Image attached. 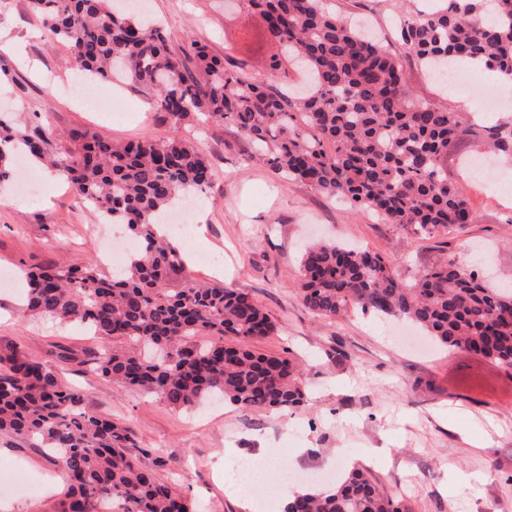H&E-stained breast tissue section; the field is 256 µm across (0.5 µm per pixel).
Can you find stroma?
Returning <instances> with one entry per match:
<instances>
[{"label": "stroma", "mask_w": 512, "mask_h": 512, "mask_svg": "<svg viewBox=\"0 0 512 512\" xmlns=\"http://www.w3.org/2000/svg\"><path fill=\"white\" fill-rule=\"evenodd\" d=\"M328 10L372 25L389 50L398 0H324ZM172 49L186 38L209 54L245 61L255 81L266 82L265 61L275 53L262 18L228 10L224 0H148ZM65 44L49 40L27 0H0V107L65 132L101 134L116 142L145 136L200 146L213 169L212 184L195 196L190 225L202 226L185 273L200 283H229L249 294L276 324L257 348L302 365L306 407L296 413L207 404L175 409L133 387L92 371L88 350L98 340L81 327L19 312L17 293L0 290V350L19 345L80 389L88 412L131 430L138 446L161 449L157 475L177 481L199 512H260L224 490V460L238 451L252 462L275 463L295 487L333 488L353 467L364 468L400 512H512V370L473 352L434 346L415 352L406 340L416 330L404 321L352 310L337 319L314 317L296 286L304 247L326 240L379 254L405 282L442 258L472 266L474 247L488 249L494 284L512 289V161L477 176L459 168L462 146L448 148V174L463 189L473 223L447 235L422 237L349 203L284 179L255 159L228 124L197 117L173 123L155 101L125 82L102 83L95 111L65 97L71 82ZM467 92L443 90L412 67L410 85L422 100L461 112H479L487 70L468 71ZM99 215L77 205L65 182L43 179L39 195L0 204V271L22 280L26 270L66 268L97 254ZM223 258V267L198 256ZM0 512H57L67 490L64 471L45 449L0 435ZM453 492H446V485Z\"/></svg>", "instance_id": "1"}]
</instances>
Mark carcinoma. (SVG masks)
I'll return each instance as SVG.
<instances>
[{
	"label": "carcinoma",
	"instance_id": "carcinoma-1",
	"mask_svg": "<svg viewBox=\"0 0 512 512\" xmlns=\"http://www.w3.org/2000/svg\"><path fill=\"white\" fill-rule=\"evenodd\" d=\"M127 0H29L73 68L95 81L121 73L152 94L176 123L198 114L228 123L276 173L388 223L432 237L474 220L448 178V143L468 142L512 157V122L475 130L464 114L417 100L400 57L323 0H243L262 15L278 52L269 82L288 78L292 57L304 82L290 95L254 82L237 62L209 55L191 38L174 52L146 9ZM402 53L427 72L466 59L512 77V0H427L399 21ZM65 138L70 147L54 150ZM64 172L74 195L93 199L112 224L143 242L138 259L109 277L93 257L64 269L29 272L22 308L85 327L99 342L93 368L119 386L142 389L174 408L211 393L241 408L296 412L305 406L297 364L254 348L276 324L245 293L178 277L181 257L154 234L176 199L210 187L201 147L145 138L118 144L100 134L65 136L0 116V181L15 158ZM298 288L315 316L349 306L406 318L447 348H466L512 369V292L445 260L412 283L368 250L317 244L303 254ZM231 341L224 343V338ZM0 434L45 448L67 475L59 512H197L159 479L156 448H136L130 431L85 410L84 395L16 346L0 351ZM154 456L153 467L141 458ZM283 512H399L363 470L335 489L297 495Z\"/></svg>",
	"mask_w": 512,
	"mask_h": 512
}]
</instances>
